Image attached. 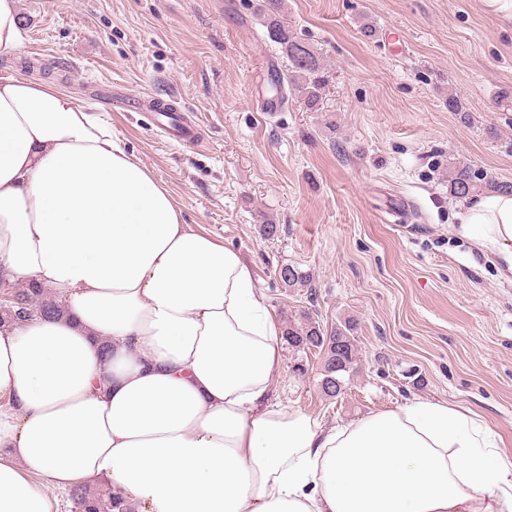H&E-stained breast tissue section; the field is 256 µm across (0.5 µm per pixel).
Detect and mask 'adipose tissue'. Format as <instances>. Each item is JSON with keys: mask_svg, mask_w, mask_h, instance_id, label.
Listing matches in <instances>:
<instances>
[{"mask_svg": "<svg viewBox=\"0 0 512 512\" xmlns=\"http://www.w3.org/2000/svg\"><path fill=\"white\" fill-rule=\"evenodd\" d=\"M456 219L512 277V193ZM0 269L63 307L0 327V512L94 479L135 512H512V456L470 409L327 427L273 402L281 331L248 262L74 94L11 73Z\"/></svg>", "mask_w": 512, "mask_h": 512, "instance_id": "adipose-tissue-1", "label": "adipose tissue"}]
</instances>
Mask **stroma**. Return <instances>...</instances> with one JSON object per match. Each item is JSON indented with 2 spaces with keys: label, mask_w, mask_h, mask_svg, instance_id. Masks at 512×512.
<instances>
[{
  "label": "stroma",
  "mask_w": 512,
  "mask_h": 512,
  "mask_svg": "<svg viewBox=\"0 0 512 512\" xmlns=\"http://www.w3.org/2000/svg\"><path fill=\"white\" fill-rule=\"evenodd\" d=\"M256 3L18 0L25 42L0 72L100 111L186 223L243 254L277 322L308 305L324 326L356 321L344 394L322 392V352L286 347L277 402L339 425L448 401L512 454V282L460 232L447 183L457 163L512 182V20L485 0H286L331 77L320 111L290 91L270 114L257 102L282 59ZM121 93L181 99L200 141L162 137ZM267 218L277 237L261 236ZM281 263L310 273L314 296L281 288Z\"/></svg>",
  "instance_id": "1"
}]
</instances>
